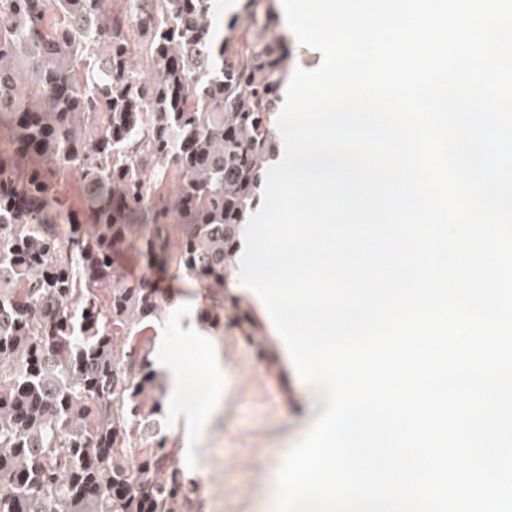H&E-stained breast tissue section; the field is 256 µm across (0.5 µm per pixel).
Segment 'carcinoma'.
<instances>
[{
    "mask_svg": "<svg viewBox=\"0 0 512 512\" xmlns=\"http://www.w3.org/2000/svg\"><path fill=\"white\" fill-rule=\"evenodd\" d=\"M246 0H0V512H192L135 253L224 312L286 55Z\"/></svg>",
    "mask_w": 512,
    "mask_h": 512,
    "instance_id": "1",
    "label": "carcinoma"
}]
</instances>
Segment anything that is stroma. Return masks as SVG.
<instances>
[{
    "instance_id": "obj_1",
    "label": "stroma",
    "mask_w": 512,
    "mask_h": 512,
    "mask_svg": "<svg viewBox=\"0 0 512 512\" xmlns=\"http://www.w3.org/2000/svg\"><path fill=\"white\" fill-rule=\"evenodd\" d=\"M259 24L286 47L287 71L320 65L321 53L288 26L281 0ZM124 272L160 283L171 299L169 321L156 327L149 360L158 371L168 364L183 371L179 397L162 402L181 447L180 464L199 484L194 512H277L276 476L308 430L309 394L289 367L266 308L239 294V315L214 324L199 315L200 289L165 281L143 262H129ZM218 363L224 367L219 380L213 375Z\"/></svg>"
}]
</instances>
